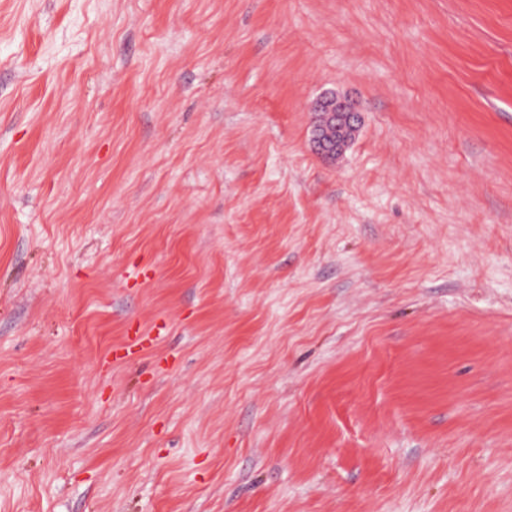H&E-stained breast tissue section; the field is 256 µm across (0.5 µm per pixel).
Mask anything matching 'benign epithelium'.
<instances>
[{
    "mask_svg": "<svg viewBox=\"0 0 512 512\" xmlns=\"http://www.w3.org/2000/svg\"><path fill=\"white\" fill-rule=\"evenodd\" d=\"M313 123V144L327 161H335L349 146L346 133L358 128L360 113L347 98L324 94L309 105Z\"/></svg>",
    "mask_w": 512,
    "mask_h": 512,
    "instance_id": "benign-epithelium-1",
    "label": "benign epithelium"
}]
</instances>
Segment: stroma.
Here are the masks:
<instances>
[{"label": "stroma", "instance_id": "stroma-1", "mask_svg": "<svg viewBox=\"0 0 512 512\" xmlns=\"http://www.w3.org/2000/svg\"><path fill=\"white\" fill-rule=\"evenodd\" d=\"M0 512H512V0H0ZM313 123V144L327 161H335L349 146L346 133L357 129L360 113L347 98L335 93L324 94L309 105Z\"/></svg>", "mask_w": 512, "mask_h": 512}]
</instances>
